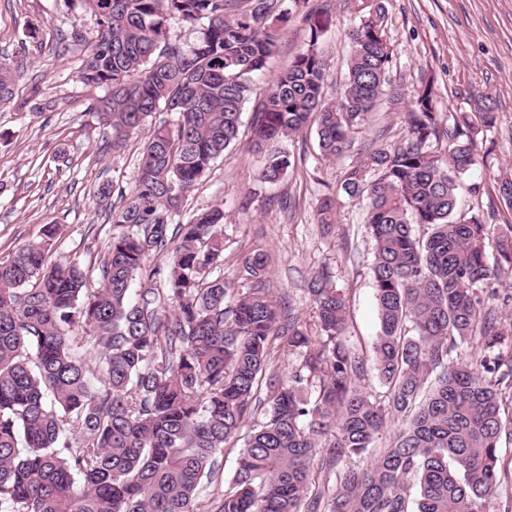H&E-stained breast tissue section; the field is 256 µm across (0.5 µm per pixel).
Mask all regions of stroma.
Instances as JSON below:
<instances>
[{"label":"stroma","instance_id":"1","mask_svg":"<svg viewBox=\"0 0 512 512\" xmlns=\"http://www.w3.org/2000/svg\"><path fill=\"white\" fill-rule=\"evenodd\" d=\"M327 9L332 23L321 38L328 60L325 92L339 97L350 51V29L359 18L351 0H310ZM386 36L393 50L391 77L403 96L434 79L442 116L495 112L496 123L480 144V165L457 189L461 212H482L495 224L512 223V210L497 198L498 177L512 174V0H385ZM94 24L89 15L69 11L63 0H0V63L22 66L11 102L0 105V254L40 241L45 225L58 227L52 260L89 262L112 239V225L93 198L106 180L130 186L142 137L120 153L106 143L110 131L92 110L99 88L82 84L77 72L83 39ZM308 32L293 14L275 55L255 79L257 91L271 86L305 49ZM401 105L382 103L369 128L356 134L353 151L324 158L315 127L282 140L295 166L284 181L255 180L263 155L249 152V126L238 146L225 151L189 194L180 222L213 206L224 209V277L238 280L251 251L268 256V286L278 303L312 322L308 285L329 272L344 291L353 347L371 359L379 328L369 271L371 241L364 207L341 199L336 221L315 220L318 198L335 187L341 171L375 131L387 129V143L402 140ZM483 193L473 196V184ZM257 192L248 201L249 192Z\"/></svg>","mask_w":512,"mask_h":512}]
</instances>
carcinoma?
I'll return each instance as SVG.
<instances>
[{"mask_svg": "<svg viewBox=\"0 0 512 512\" xmlns=\"http://www.w3.org/2000/svg\"><path fill=\"white\" fill-rule=\"evenodd\" d=\"M64 5L94 20L78 77L105 91L93 110L112 128V152L158 112L177 121L154 124L129 189L94 190L117 202L112 242L93 262L51 261L52 226L0 255V512H197L236 447L211 512H487L507 476L500 445L512 442V327L502 321L512 224L456 216V190L495 113L443 125L430 79L403 112V141L371 139L318 200L319 224L334 223L341 197L367 203L377 397L361 385L366 363L347 344L346 298L328 273L310 282V327L271 300L264 253L244 259L243 283L224 279L223 208L174 223L238 143L253 77L300 0ZM354 6L362 19L340 98L325 94L329 17L309 10L308 47L254 107L250 150L313 123L322 156L339 157L395 94L384 7ZM172 19L199 32L193 43L170 41ZM16 78L0 64V103ZM294 165L271 151L257 182L276 184ZM152 255L162 260L148 266ZM280 348L301 356L286 380ZM393 418L403 427L391 434Z\"/></svg>", "mask_w": 512, "mask_h": 512, "instance_id": "carcinoma-1", "label": "carcinoma"}]
</instances>
